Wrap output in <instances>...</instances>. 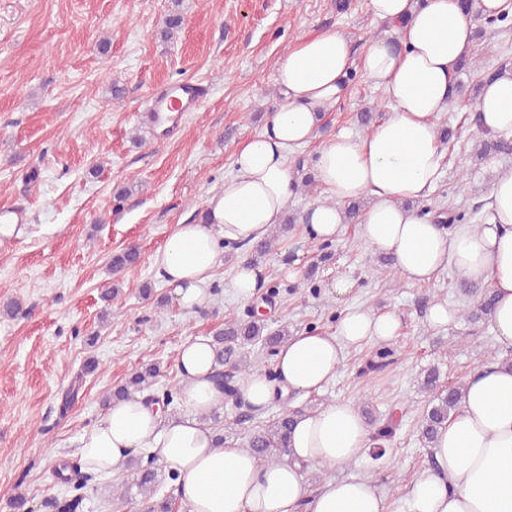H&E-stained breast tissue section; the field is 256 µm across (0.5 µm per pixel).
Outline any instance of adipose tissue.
I'll use <instances>...</instances> for the list:
<instances>
[{"label": "adipose tissue", "instance_id": "adipose-tissue-1", "mask_svg": "<svg viewBox=\"0 0 512 512\" xmlns=\"http://www.w3.org/2000/svg\"><path fill=\"white\" fill-rule=\"evenodd\" d=\"M367 7L393 27L395 41H377L359 59L336 32L290 48L277 64L284 105L236 149L202 221L176 225L153 265L181 310L206 308L228 245L261 241L282 223L298 187L290 155L312 141L322 112L344 96L349 70L361 63L391 112L365 135L336 133L311 156L324 199L303 222L313 238L332 240L346 222L343 204L369 200L359 234L373 250L395 258L403 279L428 283L452 267L491 289V329L501 358L467 378L460 408L433 444V467L406 488L405 512H512V366L505 362L512 356V167L494 169L478 226L448 230L411 207L430 196L441 176L446 149L437 117L453 100L474 22L461 0H367ZM477 108L487 133L512 135V74L484 82ZM401 329L396 311L346 309L333 332L290 336L277 349L273 375L252 372L241 397L261 410L287 395L321 393L341 369L346 349L392 342ZM177 367L179 412L162 416L137 393L107 404L79 436L84 469L111 474L146 449L177 473L188 512H390L370 477L329 478L312 491L303 484L304 467H342L371 448L370 429L353 403L304 412L287 460L264 464L248 448L214 445L206 417L223 405L224 391L212 379L209 338L187 339Z\"/></svg>", "mask_w": 512, "mask_h": 512}]
</instances>
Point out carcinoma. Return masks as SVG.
I'll use <instances>...</instances> for the list:
<instances>
[{"instance_id": "obj_1", "label": "carcinoma", "mask_w": 512, "mask_h": 512, "mask_svg": "<svg viewBox=\"0 0 512 512\" xmlns=\"http://www.w3.org/2000/svg\"><path fill=\"white\" fill-rule=\"evenodd\" d=\"M471 124L477 132L483 135L479 141V156L485 160L492 155H512V137L504 135L489 136L482 129L480 112L473 108L470 111ZM295 223L292 217L287 222L275 227L262 241L251 247L254 256H265L275 247L279 238ZM140 254L137 248L130 247L112 259L113 270L119 272L138 263ZM461 287L465 294L475 298V304L465 309L464 316L470 322H479L491 318L495 298L491 290L482 284L462 279ZM289 336L288 327L268 331L265 320L251 318L247 321L229 320L224 328L216 331L212 336L214 351V377L219 384L225 386L224 394L233 395L236 388L231 385L232 379L237 376H247L250 373L251 361L248 354L260 345L266 351L273 353ZM160 376V367L152 364L132 374L126 384L107 393L104 401L121 400L130 392H144L151 389ZM439 373L436 369H428L422 380L423 389L433 393V399L426 412L419 421V432L422 442L432 447L439 428L448 423V419L456 413L463 398L464 385L450 386L438 390ZM303 409H293L282 412L272 422L248 434L247 447L264 463L272 464L284 461L289 455L288 440L293 428L295 417ZM154 458H144V453H137L130 457L125 466L136 470L137 478L133 485L117 484L112 489V503L124 508L130 498L131 490H136L139 496V512H170L171 495L161 493L163 483L158 480L157 471L153 467Z\"/></svg>"}]
</instances>
